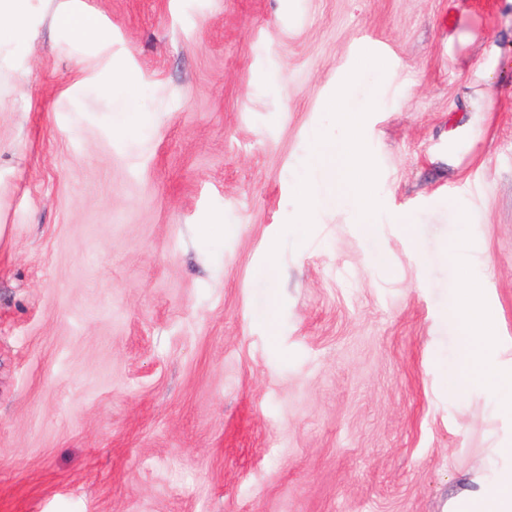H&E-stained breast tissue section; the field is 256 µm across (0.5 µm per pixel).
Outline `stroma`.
Wrapping results in <instances>:
<instances>
[{"mask_svg":"<svg viewBox=\"0 0 512 512\" xmlns=\"http://www.w3.org/2000/svg\"><path fill=\"white\" fill-rule=\"evenodd\" d=\"M27 26L0 47V512L498 493L512 412L447 374L460 281L512 369V0H29ZM339 83L376 103L369 240L343 197L296 224ZM141 79L137 75H125L112 77V89L114 96L121 99V110L116 117V122L125 124L131 113L139 112L137 92Z\"/></svg>","mask_w":512,"mask_h":512,"instance_id":"35a3bbf8","label":"stroma"}]
</instances>
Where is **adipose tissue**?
<instances>
[{"label": "adipose tissue", "instance_id": "obj_1", "mask_svg": "<svg viewBox=\"0 0 512 512\" xmlns=\"http://www.w3.org/2000/svg\"><path fill=\"white\" fill-rule=\"evenodd\" d=\"M329 111L335 112L348 133L345 141L326 150H316L310 158L320 180L310 183L299 192L301 223H311L316 211L322 209L324 198L321 186L335 187L342 183L349 187L351 201L359 214H367L375 199L361 175L366 164L360 149L364 133L365 111L353 109L347 104V87L338 85L327 102ZM454 316L462 331L458 346L457 364L450 373L449 387L457 394L466 393L473 385L484 386L495 395L501 406L512 409V372L496 367L494 361L484 353L483 336L487 323L477 289L461 286L454 291Z\"/></svg>", "mask_w": 512, "mask_h": 512}]
</instances>
